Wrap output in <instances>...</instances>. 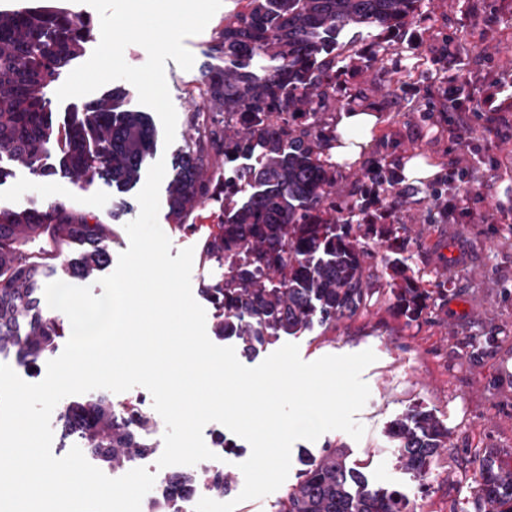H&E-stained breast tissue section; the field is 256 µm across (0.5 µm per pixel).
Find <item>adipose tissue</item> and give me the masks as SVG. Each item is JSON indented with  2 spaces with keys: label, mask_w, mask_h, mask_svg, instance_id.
<instances>
[{
  "label": "adipose tissue",
  "mask_w": 512,
  "mask_h": 512,
  "mask_svg": "<svg viewBox=\"0 0 512 512\" xmlns=\"http://www.w3.org/2000/svg\"><path fill=\"white\" fill-rule=\"evenodd\" d=\"M384 120L371 107L350 105L337 112L327 136L324 158L348 170L358 167L380 135Z\"/></svg>",
  "instance_id": "1"
}]
</instances>
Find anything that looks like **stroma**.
Returning <instances> with one entry per match:
<instances>
[{
  "label": "stroma",
  "instance_id": "35a3bbf8",
  "mask_svg": "<svg viewBox=\"0 0 512 512\" xmlns=\"http://www.w3.org/2000/svg\"><path fill=\"white\" fill-rule=\"evenodd\" d=\"M236 5L237 0H223L206 28L185 39L194 56L191 70L167 61L177 125L173 143L157 145L156 156L172 160L194 137L192 115L207 109L197 87L208 67L224 64L212 51L213 40ZM448 35L454 42L445 54L442 39ZM359 47L378 50L382 63L363 67L355 54ZM336 52L341 70L326 120L356 101L378 108L385 125L368 162L394 167L405 155L418 152L446 163L453 157L448 152V121L455 112L450 107L427 111L429 95L451 73L475 80L491 76L484 63L488 55L499 63L500 73L512 75V0H421L400 33H344ZM472 142L473 149L455 156L471 175L470 216L447 222L425 186L413 185L391 218L408 228L401 260L426 287L446 283L447 304L420 324L406 325L388 309L390 277L382 267L370 283L366 310L335 329L317 327L295 337L306 362L367 349L376 360L362 373L370 389L355 416L365 429L362 438L333 430L313 442L296 441L288 483H296L302 455L331 444L347 448L350 462L374 485L405 492L419 512H473L479 450L498 448L503 461L512 460V111L505 124L475 125ZM481 190L487 200H479ZM51 202L104 220L124 207L122 219L112 224L111 254L119 256L128 248L125 225L140 211L135 192L117 193L101 180L82 186L60 174L37 179L18 164L0 183L1 205ZM414 407L432 412L448 429V448L422 482L398 467L387 434L391 422Z\"/></svg>",
  "mask_w": 512,
  "mask_h": 512
}]
</instances>
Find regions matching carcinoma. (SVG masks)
<instances>
[{
  "label": "carcinoma",
  "instance_id": "cac0c4a2",
  "mask_svg": "<svg viewBox=\"0 0 512 512\" xmlns=\"http://www.w3.org/2000/svg\"><path fill=\"white\" fill-rule=\"evenodd\" d=\"M224 17L214 50L224 67L204 76L199 95L212 117L194 124L197 137L177 157L166 186L167 220L178 233L207 202L224 198L220 222L199 239L202 263L224 265V279L201 289L213 307V334L233 340L253 356L283 336L314 325L336 327L366 309L372 261L363 241L401 250L399 228L366 201L383 193L399 204L393 171L380 163L359 181V199L336 202V171L321 155L324 114L336 99V44L342 31L404 25L419 0H238ZM92 37L90 21L64 7L0 10V158L38 179L59 172L90 185L106 179L117 191L134 188L156 148V130L142 112L123 108L127 92L115 87L58 122L45 88L79 57ZM273 65L257 73L256 55ZM56 152L58 166L45 163ZM224 156V166L215 158ZM359 209L364 223L345 214ZM39 242L33 249L30 244ZM81 246L72 253L71 245ZM112 225L63 204L0 206V355L35 363L54 352L65 326L47 311L46 278L88 280L110 261ZM389 309L419 323L448 290L421 286L398 259L390 265ZM59 427L78 433L101 464L115 472L149 454L147 416L121 412L104 392L60 408ZM389 437L398 466L419 477L448 446V429L431 412L411 409L396 419ZM498 448L483 449L475 475L476 512H512V466ZM193 473L171 475L149 512H177V499L194 491ZM228 476H208L207 492L225 496ZM276 512H415L399 491L372 489L366 475L332 446L304 462L299 481Z\"/></svg>",
  "mask_w": 512,
  "mask_h": 512
}]
</instances>
